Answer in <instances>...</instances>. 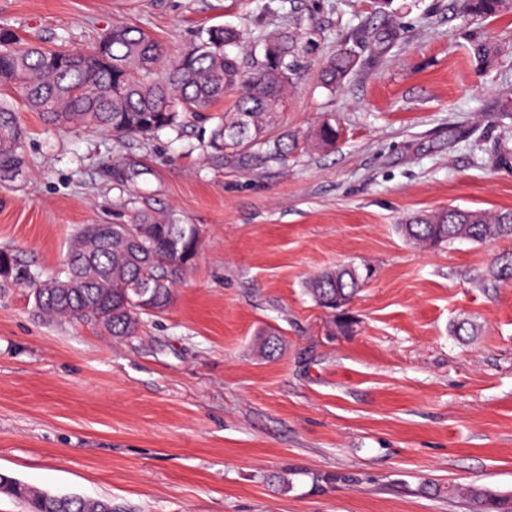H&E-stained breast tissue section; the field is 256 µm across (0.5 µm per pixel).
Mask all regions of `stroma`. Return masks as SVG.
Here are the masks:
<instances>
[{"label": "stroma", "instance_id": "stroma-1", "mask_svg": "<svg viewBox=\"0 0 512 512\" xmlns=\"http://www.w3.org/2000/svg\"><path fill=\"white\" fill-rule=\"evenodd\" d=\"M0 0V34L85 48L118 23L175 57L204 27L311 32L281 128L335 113L334 150L247 169L213 160L211 121L154 137L59 128L16 105L23 163L0 180V250L63 271L88 224L172 213L202 234L170 307L132 338L40 315L0 278V474L114 512H474L471 484L512 496V239L422 250L402 217L512 208V12L462 0ZM391 27L379 48L362 36ZM493 48L476 69L471 38ZM358 65L318 82L336 49ZM142 174L126 179L124 170ZM372 271L329 334L307 279ZM469 321L476 335L459 336ZM278 333L262 357L257 340ZM469 13L479 17H497L505 10H512L511 0H466Z\"/></svg>", "mask_w": 512, "mask_h": 512}]
</instances>
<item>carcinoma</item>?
<instances>
[{"label":"carcinoma","mask_w":512,"mask_h":512,"mask_svg":"<svg viewBox=\"0 0 512 512\" xmlns=\"http://www.w3.org/2000/svg\"><path fill=\"white\" fill-rule=\"evenodd\" d=\"M466 9L474 16L496 17L512 10V0H466ZM308 44L298 27L249 38L218 24L202 29L167 62L152 35L127 24L112 26V34L82 51L46 48L1 34L0 178L23 162L22 131L7 100L13 92L27 109L54 125L147 137L177 127L184 112L198 116L211 111L227 90L237 87L234 108L218 117L207 142L224 163L261 166L283 162L298 150L332 149L339 136L332 113L306 137L273 133ZM469 52L476 65L484 66L491 58L490 43L474 38ZM355 65L352 50H337L323 63L320 84L336 90ZM397 229L422 248L461 239H511L512 209L450 205L413 213ZM199 244L195 226L172 214L143 213L131 224H91L76 238L57 294L42 296L40 283H32L35 305L47 316L94 322L116 337H132L144 314L138 302H151L155 313L165 311ZM492 278L512 281V254L497 259ZM362 285L358 268L339 264L313 275L306 290L330 314L333 327L347 332L356 324L348 305ZM0 492L23 499L28 512H112L110 499L52 495L2 474ZM465 494L479 512H496L501 506V496L488 486L472 484Z\"/></svg>","instance_id":"1"}]
</instances>
